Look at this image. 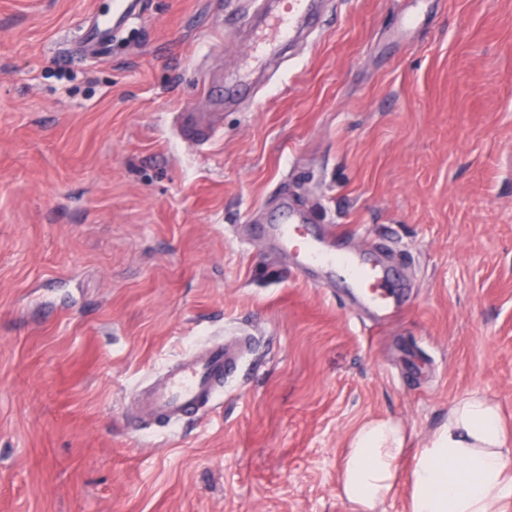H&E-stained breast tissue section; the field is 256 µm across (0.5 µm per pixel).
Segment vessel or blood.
I'll use <instances>...</instances> for the list:
<instances>
[{"mask_svg":"<svg viewBox=\"0 0 512 512\" xmlns=\"http://www.w3.org/2000/svg\"><path fill=\"white\" fill-rule=\"evenodd\" d=\"M313 3L314 0H288L287 7L267 17L264 26L249 28L251 64L261 62L276 45L300 39ZM135 8L136 0H113L110 15L95 17L84 40L85 49L101 48L116 36ZM308 224L302 211L285 204L265 232L279 252L294 256L301 270L342 273L353 297L374 312L376 326L393 321L401 308L390 290V269L372 252L344 251L337 248L335 240L312 235ZM247 344L243 338L183 354L157 371L150 385L136 395L138 415L147 422L171 426L212 409L225 379L237 371Z\"/></svg>","mask_w":512,"mask_h":512,"instance_id":"1","label":"vessel or blood"}]
</instances>
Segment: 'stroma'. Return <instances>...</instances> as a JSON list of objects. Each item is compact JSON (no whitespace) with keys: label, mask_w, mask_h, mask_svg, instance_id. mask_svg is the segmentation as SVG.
Instances as JSON below:
<instances>
[{"label":"stroma","mask_w":512,"mask_h":512,"mask_svg":"<svg viewBox=\"0 0 512 512\" xmlns=\"http://www.w3.org/2000/svg\"><path fill=\"white\" fill-rule=\"evenodd\" d=\"M137 2L84 57L112 0H0V512H351L366 418L412 449L480 392L512 436V0H322L251 97L261 0ZM284 200L387 246L394 321L253 234ZM240 333L216 409L134 424L152 373Z\"/></svg>","instance_id":"obj_1"}]
</instances>
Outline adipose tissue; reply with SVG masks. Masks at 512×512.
Listing matches in <instances>:
<instances>
[{"label":"adipose tissue","mask_w":512,"mask_h":512,"mask_svg":"<svg viewBox=\"0 0 512 512\" xmlns=\"http://www.w3.org/2000/svg\"><path fill=\"white\" fill-rule=\"evenodd\" d=\"M405 451L400 423L360 424L351 434L340 474L353 512H381ZM408 512H512V439L497 406L471 393L452 405L447 422L416 449Z\"/></svg>","instance_id":"obj_1"}]
</instances>
